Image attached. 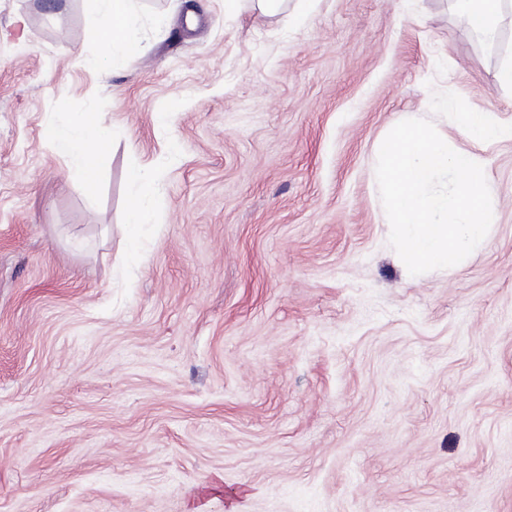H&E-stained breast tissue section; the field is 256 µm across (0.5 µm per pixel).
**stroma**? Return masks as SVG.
Listing matches in <instances>:
<instances>
[{
  "label": "stroma",
  "mask_w": 512,
  "mask_h": 512,
  "mask_svg": "<svg viewBox=\"0 0 512 512\" xmlns=\"http://www.w3.org/2000/svg\"><path fill=\"white\" fill-rule=\"evenodd\" d=\"M0 0V512H512V12L453 0ZM110 134L87 194L45 136ZM483 160L486 244L410 275L378 148ZM154 174L129 222V172ZM98 17L96 34L112 62H120L137 46L131 0H92ZM457 7L466 14L469 24L483 32H494L511 1L506 0H455ZM458 116L461 132L471 139H512V126L503 125L491 112H460ZM129 180L134 190L129 207L132 223L137 225L151 224L149 205L156 193L155 183L147 172L140 167L131 169Z\"/></svg>",
  "instance_id": "35a3bbf8"
}]
</instances>
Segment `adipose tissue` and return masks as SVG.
Masks as SVG:
<instances>
[{"instance_id": "ef3b65f1", "label": "adipose tissue", "mask_w": 512, "mask_h": 512, "mask_svg": "<svg viewBox=\"0 0 512 512\" xmlns=\"http://www.w3.org/2000/svg\"><path fill=\"white\" fill-rule=\"evenodd\" d=\"M93 2L98 17L96 33L112 61L120 62L137 46L131 0ZM458 120L461 132L469 138L484 141L512 139V126L500 123L493 113L463 112ZM48 135L69 171L83 180L88 192H95L96 159L108 144L105 125L87 116L66 126L50 127Z\"/></svg>"}]
</instances>
